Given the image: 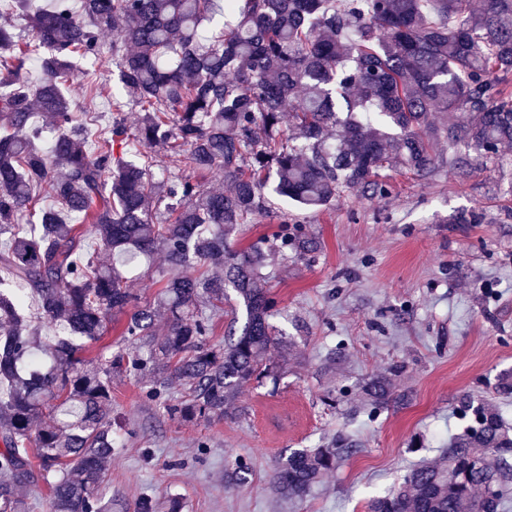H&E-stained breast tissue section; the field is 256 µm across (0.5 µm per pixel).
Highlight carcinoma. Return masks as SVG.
<instances>
[{
	"label": "carcinoma",
	"instance_id": "cac0c4a2",
	"mask_svg": "<svg viewBox=\"0 0 512 512\" xmlns=\"http://www.w3.org/2000/svg\"><path fill=\"white\" fill-rule=\"evenodd\" d=\"M12 2L30 13L32 36L23 43L0 22V235L10 233L0 266L11 276L0 279V512H27L23 490L38 480L48 512H112L100 483L115 448L117 371H148L146 396L179 422L235 419L245 385L277 382L264 242L228 244L260 213L271 177L277 194L317 212L356 188L385 194L379 171L389 163L432 173L435 145L448 146L453 169L467 168L472 151L499 164L512 145V0H81L79 12L71 0ZM76 60L94 63L80 99L69 93ZM108 61L126 93L112 107L140 112L131 129L90 127ZM30 62L37 82L25 76ZM127 140L169 153L173 170L156 180L151 159L115 156ZM42 189L56 206H37ZM81 224L112 263L84 252ZM290 243L316 247L283 234ZM159 251L164 282L142 304L123 268ZM17 286L55 335L32 328ZM229 288L244 322L232 317L224 343L211 345ZM128 307L118 350L82 356ZM363 394L373 408L405 401L387 375ZM473 412L474 426L368 512H504L512 436L491 403ZM355 452L342 436L296 449L276 460L270 490L301 502ZM249 474L239 460L227 485ZM183 508L176 496L145 495L135 512Z\"/></svg>",
	"mask_w": 512,
	"mask_h": 512
}]
</instances>
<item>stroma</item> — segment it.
Here are the masks:
<instances>
[{
  "mask_svg": "<svg viewBox=\"0 0 512 512\" xmlns=\"http://www.w3.org/2000/svg\"><path fill=\"white\" fill-rule=\"evenodd\" d=\"M386 195L351 190L312 212L270 193L238 245L299 228L320 244L269 257L272 319L287 356L278 382L244 387V418L180 423L145 398L147 375L112 381L117 445L101 482L112 512L145 494L182 498L184 512H279L275 458L336 435L358 450L326 473L297 512H366L412 465L435 460L465 422L458 398L489 396L512 370V166L439 165L427 176L382 170ZM398 368L409 398L350 421L363 383ZM245 459L244 485L224 470Z\"/></svg>",
  "mask_w": 512,
  "mask_h": 512,
  "instance_id": "stroma-1",
  "label": "stroma"
}]
</instances>
